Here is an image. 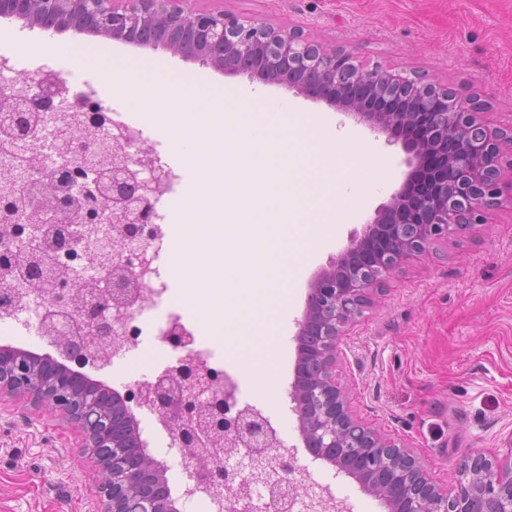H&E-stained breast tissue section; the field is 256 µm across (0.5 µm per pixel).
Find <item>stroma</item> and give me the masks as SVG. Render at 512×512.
Here are the masks:
<instances>
[{
	"mask_svg": "<svg viewBox=\"0 0 512 512\" xmlns=\"http://www.w3.org/2000/svg\"><path fill=\"white\" fill-rule=\"evenodd\" d=\"M225 11L244 20L260 19L275 26L298 27L313 38L346 47L364 63L419 72L476 96L497 124H512V0H224ZM22 33L33 55L22 65L36 76L44 64L46 44L81 48L97 43L111 50L121 65L140 70L138 93L161 96L167 108L156 112L132 106L112 86L100 91L103 104L122 109L144 130L149 147L178 179L163 206L166 224L181 222L184 183L179 176L187 162L179 140L157 136L159 122L180 124L182 103L196 92L233 88L253 98H282L303 112L333 116L339 125L382 152L398 183L407 171L400 144L336 112L325 101L296 94L284 85H266L245 76L186 60L163 49L139 48L113 39L71 31L48 33L15 18L0 17V31ZM168 69L200 78L199 88L178 83L160 87L152 72ZM238 184H213L203 207L214 226L193 228V249L199 250L211 295L222 307L212 320L227 339V371L241 362L239 333L268 340L275 326L283 328V349L264 369L276 380L273 395L256 389L244 377L241 392L270 418L286 445L296 446L297 479L330 485L350 512H385L384 505L359 484L329 464L313 460L302 446L288 392L294 379L297 322L314 276L348 245L351 233L362 231L386 203L390 192L374 195L351 224L340 225L320 250L300 245L290 284V308L277 322L274 306L254 300L274 289L280 256L277 246L298 236L306 202L322 193L319 183L271 170L265 143L251 142L235 160ZM252 192L256 208L239 213L237 189ZM175 352L156 359L148 349L113 359L91 378L106 386L154 380ZM336 377L345 386L356 413L388 434L408 443L432 479L449 486L459 479L456 464L468 452L497 456L512 435V210L503 208L466 234L438 243L384 284L376 306L365 311L345 337ZM149 452L167 467V478L180 512H206L204 504L182 498L186 465L154 415L136 410ZM78 428L59 414L31 404L0 401V512H98L101 493L95 462L83 452Z\"/></svg>",
	"mask_w": 512,
	"mask_h": 512,
	"instance_id": "35a3bbf8",
	"label": "stroma"
}]
</instances>
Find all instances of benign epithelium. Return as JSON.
Wrapping results in <instances>:
<instances>
[{
    "label": "benign epithelium",
    "mask_w": 512,
    "mask_h": 512,
    "mask_svg": "<svg viewBox=\"0 0 512 512\" xmlns=\"http://www.w3.org/2000/svg\"><path fill=\"white\" fill-rule=\"evenodd\" d=\"M42 20L56 33L106 34L132 45L167 50L185 59L252 81L286 85L324 100L358 124L392 139L399 124H419L422 134L402 141L408 171L362 233L318 272L309 285L297 341L289 397L304 448L354 479L387 512H512V435L501 457L464 454L462 480L447 489L432 480L403 440L358 417L336 378L343 337L374 304L391 275L437 243L483 224L489 212L512 208V128L484 119L485 106L417 73L377 64L367 68L344 48L309 39L297 27L243 21L222 8H195L191 0H0V17ZM85 112L86 131L98 129L108 108L60 83L41 80L23 92L0 89V114L23 119L0 124V149L36 136V117L61 103ZM95 145L76 150L62 180L47 176L44 194L25 195L19 184L0 189V313L22 303L8 279L24 270L29 291L51 296L39 332L58 356L45 352L32 364L0 347V397L28 398L52 409L82 434L81 447L96 460L103 499L100 512H180L168 484L167 465L147 450L133 408L156 416L170 447L191 466L189 486L223 503V512H342L330 487L297 482L296 457L264 413L239 404L230 376L213 371L181 321L164 330L178 353L155 381L107 392L82 380L79 369L108 365L125 351L126 329L144 297L143 271L125 258L145 254L154 242L157 213L151 193L169 184L171 172L148 147L135 153L112 146V167L93 176ZM430 163L429 190L412 184ZM112 263L72 291L49 272V256L75 252L88 236Z\"/></svg>",
    "instance_id": "7a95c632"
}]
</instances>
